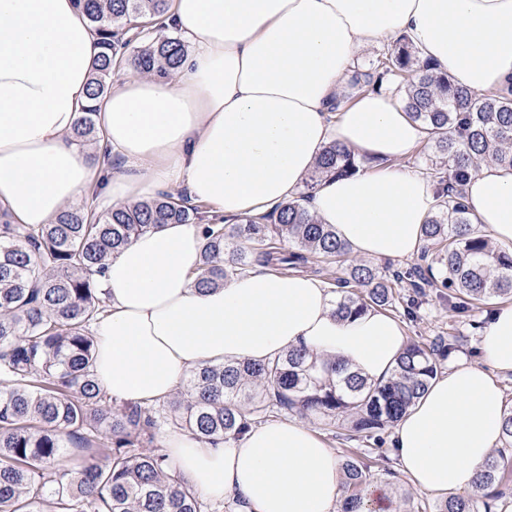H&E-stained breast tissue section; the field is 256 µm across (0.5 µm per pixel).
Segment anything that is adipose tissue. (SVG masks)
I'll list each match as a JSON object with an SVG mask.
<instances>
[{
	"instance_id": "1",
	"label": "adipose tissue",
	"mask_w": 512,
	"mask_h": 512,
	"mask_svg": "<svg viewBox=\"0 0 512 512\" xmlns=\"http://www.w3.org/2000/svg\"><path fill=\"white\" fill-rule=\"evenodd\" d=\"M167 26L189 47L179 72L113 83L88 153L72 141L99 52L88 19L75 0H0V207L13 222L49 223L93 188L115 208L182 183L232 223L295 197L334 144L360 167L323 178L312 213L360 255L407 260L438 198L399 162L429 137L399 92L351 89L358 55L403 36L473 94L512 86V0H172ZM465 197L472 223L512 251V168L481 163ZM204 244L198 225L163 224L108 260L94 372L113 400H162L199 368L299 347L371 382L390 377L407 345L402 321L377 308L339 318L335 294L299 271L196 286ZM481 348L482 363L438 374L394 426L418 490L473 494L501 444L512 303L496 305ZM161 446L196 490L238 500L239 512H335L343 495L334 450L294 418L217 446L173 431Z\"/></svg>"
}]
</instances>
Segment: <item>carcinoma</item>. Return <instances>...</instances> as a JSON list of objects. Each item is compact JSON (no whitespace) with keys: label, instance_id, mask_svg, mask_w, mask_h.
<instances>
[{"label":"carcinoma","instance_id":"obj_1","mask_svg":"<svg viewBox=\"0 0 512 512\" xmlns=\"http://www.w3.org/2000/svg\"><path fill=\"white\" fill-rule=\"evenodd\" d=\"M98 38L89 93L73 138L85 148L100 139L98 100L119 61L140 75L167 77L181 64L185 45L172 35L141 38L127 52L128 34L161 24L170 0H76ZM390 81L405 91V109L424 123L442 160L426 165L438 185V208L423 225L427 248L445 270L442 280L415 267L421 285L455 290L449 310L464 313L481 302L512 297V253L496 247L471 223L463 184L480 162L512 167V90L475 95L421 62L399 38L369 71L354 70L361 90ZM359 168L351 151L326 147L301 199L242 224H221L207 206L161 192L131 207L96 211L94 203L68 206L48 224H14L0 212V512H204L197 491L158 444L164 424L200 441L223 443L273 413L351 417L352 429L376 435L393 426L439 373V359L458 348L451 338L436 348L408 344L384 382L370 383L345 366H330L303 348L268 363L207 366L193 373L174 411L157 403L119 404L94 375L97 340L92 325L107 304L97 276L107 259L160 224L204 222L203 262L195 285L211 286L246 271L250 262L304 268L322 257L346 266L336 278V313L343 318L391 307L403 275L388 279L350 260V247L320 224L304 201L328 175ZM288 241L284 251L274 241ZM234 243L230 259L224 250ZM109 444L95 457L100 438ZM505 451L477 480L478 493L450 497L432 512H493L508 478ZM370 465L353 453L342 464L341 512H362Z\"/></svg>","mask_w":512,"mask_h":512}]
</instances>
